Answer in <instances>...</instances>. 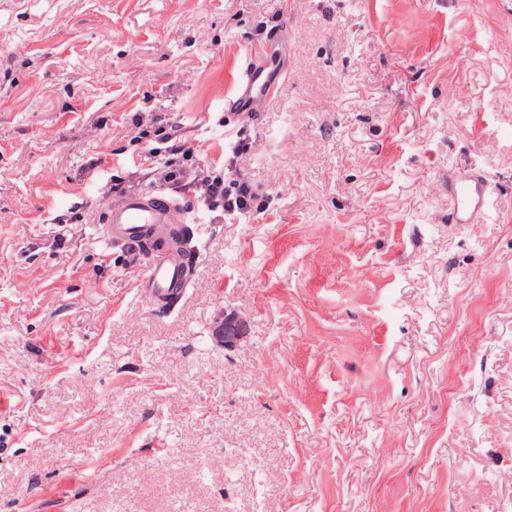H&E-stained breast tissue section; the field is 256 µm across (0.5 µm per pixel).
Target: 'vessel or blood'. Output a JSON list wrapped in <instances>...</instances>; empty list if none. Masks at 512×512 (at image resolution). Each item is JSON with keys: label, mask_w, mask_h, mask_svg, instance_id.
I'll use <instances>...</instances> for the list:
<instances>
[{"label": "vessel or blood", "mask_w": 512, "mask_h": 512, "mask_svg": "<svg viewBox=\"0 0 512 512\" xmlns=\"http://www.w3.org/2000/svg\"><path fill=\"white\" fill-rule=\"evenodd\" d=\"M271 50L251 49L244 67L234 79L233 96L237 112H259L280 95L285 84L283 71L269 67ZM452 206L448 221L471 224L489 208L485 175L476 168L461 166L448 175ZM189 211L182 200L160 190L127 194L110 200L104 208L102 233L113 242L145 244L146 265L137 286L151 305L162 306L165 297H181L190 287L195 264L187 255L166 246L170 226L184 224Z\"/></svg>", "instance_id": "obj_1"}]
</instances>
